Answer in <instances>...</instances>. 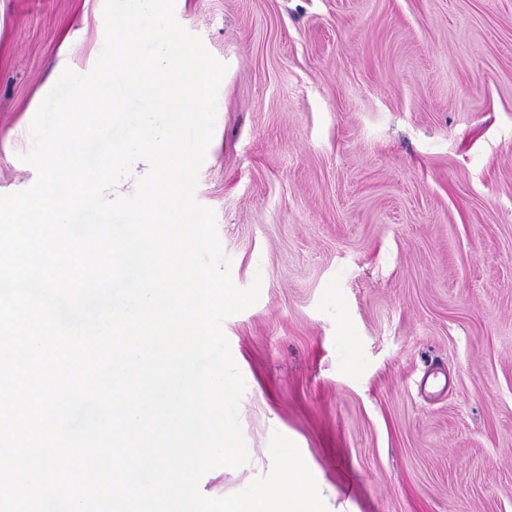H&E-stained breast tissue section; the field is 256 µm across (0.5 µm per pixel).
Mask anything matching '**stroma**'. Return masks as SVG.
Wrapping results in <instances>:
<instances>
[{
	"label": "stroma",
	"instance_id": "1",
	"mask_svg": "<svg viewBox=\"0 0 512 512\" xmlns=\"http://www.w3.org/2000/svg\"><path fill=\"white\" fill-rule=\"evenodd\" d=\"M105 0H0V194ZM228 66L199 172L250 454L357 512H512V0H176ZM352 339L356 367L340 345Z\"/></svg>",
	"mask_w": 512,
	"mask_h": 512
}]
</instances>
